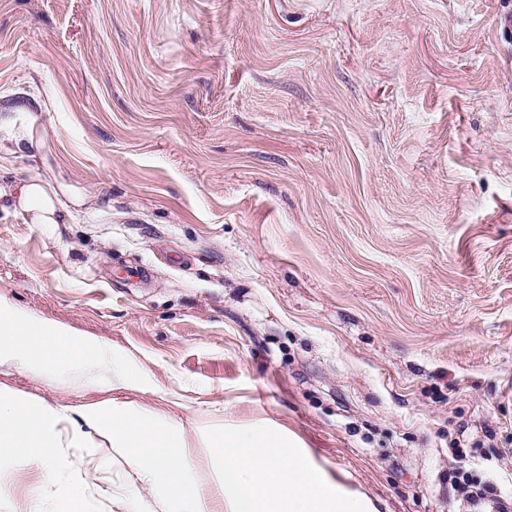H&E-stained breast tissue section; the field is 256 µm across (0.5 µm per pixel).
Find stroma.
Masks as SVG:
<instances>
[{"instance_id":"1","label":"stroma","mask_w":512,"mask_h":512,"mask_svg":"<svg viewBox=\"0 0 512 512\" xmlns=\"http://www.w3.org/2000/svg\"><path fill=\"white\" fill-rule=\"evenodd\" d=\"M512 0H0V104L41 109L9 176L91 192L0 209V298L130 354L126 399L286 435L380 512L512 500ZM74 411L111 397L0 367ZM459 439L461 452L449 443ZM84 456L77 472L69 460ZM119 512L96 434L0 512ZM87 200L71 186L62 185L57 190L40 176L11 178L0 170V209L1 202H5L9 208L24 213L29 223L72 224L75 219L72 207ZM86 481H74L65 487V497L67 501L66 512H88Z\"/></svg>"}]
</instances>
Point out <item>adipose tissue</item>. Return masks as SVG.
<instances>
[{
	"label": "adipose tissue",
	"instance_id": "1",
	"mask_svg": "<svg viewBox=\"0 0 512 512\" xmlns=\"http://www.w3.org/2000/svg\"><path fill=\"white\" fill-rule=\"evenodd\" d=\"M24 213L33 224H70L86 198L72 187H53L39 177L0 174V203ZM92 348L91 368L111 378L115 389L137 385L140 374L126 358L105 344L89 345L66 327L17 312L0 299V366L27 365L38 377L79 372L80 364L57 362V345ZM67 416L23 400L0 387V468L16 471L31 463L52 469L62 435L78 443L81 429L65 430ZM83 427L94 430L112 450V460L126 468L132 484L121 503L125 512H141V491H148L162 512H210L201 493L205 478L180 452L187 432L182 423L156 416L131 403L112 399L83 411ZM223 463L208 477L223 503L222 512H378L365 495L331 482L324 472L282 436L257 428L225 436L200 434Z\"/></svg>",
	"mask_w": 512,
	"mask_h": 512
}]
</instances>
